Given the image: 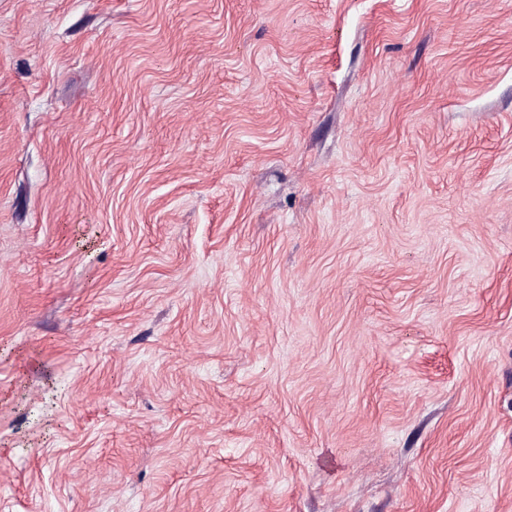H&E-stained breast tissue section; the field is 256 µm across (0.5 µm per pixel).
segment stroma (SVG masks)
<instances>
[{
	"instance_id": "1",
	"label": "stroma",
	"mask_w": 512,
	"mask_h": 512,
	"mask_svg": "<svg viewBox=\"0 0 512 512\" xmlns=\"http://www.w3.org/2000/svg\"><path fill=\"white\" fill-rule=\"evenodd\" d=\"M0 512H512V0H0Z\"/></svg>"
}]
</instances>
